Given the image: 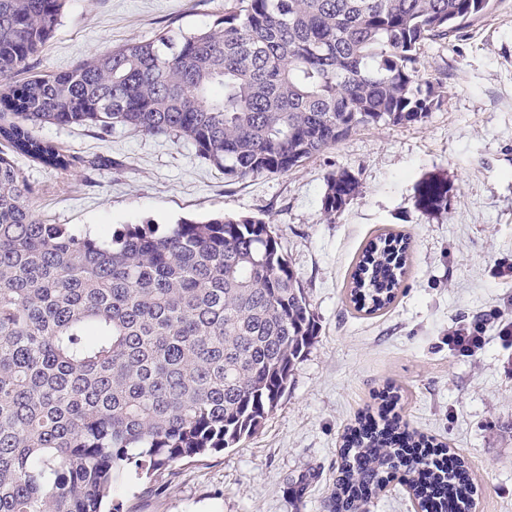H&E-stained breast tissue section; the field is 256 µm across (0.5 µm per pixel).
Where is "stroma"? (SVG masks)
I'll return each mask as SVG.
<instances>
[{"instance_id":"obj_1","label":"stroma","mask_w":512,"mask_h":512,"mask_svg":"<svg viewBox=\"0 0 512 512\" xmlns=\"http://www.w3.org/2000/svg\"><path fill=\"white\" fill-rule=\"evenodd\" d=\"M225 0H66L51 39L21 78L67 71L93 54L186 33L224 13ZM421 82L442 85L423 121L367 125L281 174L225 178L187 142L114 129L46 125L41 137L88 159L62 173L16 164L48 224L99 234L124 224L160 226L215 214L264 218L317 316L318 334L291 384L238 447L178 463L157 480L120 487L122 512H329L340 449L358 416L379 417L383 391L399 395L402 427L447 444L475 486L476 512H512V0L447 39L426 40ZM347 169L361 193L328 223L325 180ZM448 183V208L415 205L424 180ZM409 240L405 273L389 307L350 300L351 274L370 241ZM476 322L488 339L474 355L448 346L450 329ZM365 512H418L405 479H392Z\"/></svg>"}]
</instances>
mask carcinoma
<instances>
[{"instance_id": "carcinoma-1", "label": "carcinoma", "mask_w": 512, "mask_h": 512, "mask_svg": "<svg viewBox=\"0 0 512 512\" xmlns=\"http://www.w3.org/2000/svg\"><path fill=\"white\" fill-rule=\"evenodd\" d=\"M66 0H0V78L23 68ZM499 0H227L189 34L162 30L67 71L0 90V512H102L112 491L256 432L318 332L269 223L255 216L125 224L92 236L46 224L14 156L67 172L77 157L41 124L116 127L191 143L244 178L286 173L365 125L421 121L442 95L417 79L430 38L470 27ZM360 193L329 174L331 222ZM419 208H448V183ZM406 240L371 242L350 292L394 300ZM333 512H358L399 471L422 512H460L474 493L448 446L382 417L340 451Z\"/></svg>"}]
</instances>
